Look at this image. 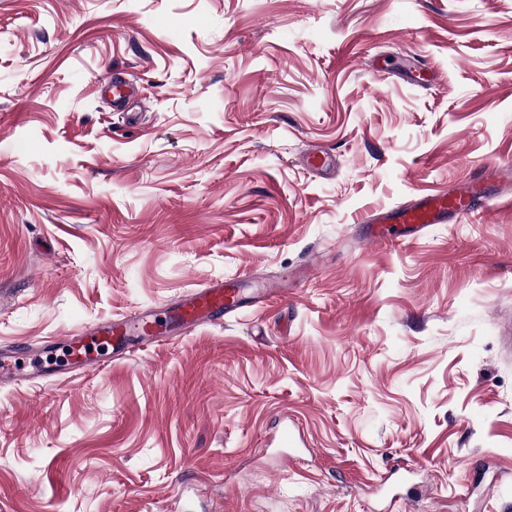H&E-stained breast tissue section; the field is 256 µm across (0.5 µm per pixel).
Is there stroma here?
I'll list each match as a JSON object with an SVG mask.
<instances>
[{
	"label": "stroma",
	"mask_w": 512,
	"mask_h": 512,
	"mask_svg": "<svg viewBox=\"0 0 512 512\" xmlns=\"http://www.w3.org/2000/svg\"><path fill=\"white\" fill-rule=\"evenodd\" d=\"M511 156L512 0H0V346L313 266L0 386V512H512V206L363 222ZM248 305L240 289L224 279L187 293L174 307L172 323L177 334L224 320V315Z\"/></svg>",
	"instance_id": "stroma-1"
}]
</instances>
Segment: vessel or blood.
<instances>
[{"label":"vessel or blood","mask_w":512,"mask_h":512,"mask_svg":"<svg viewBox=\"0 0 512 512\" xmlns=\"http://www.w3.org/2000/svg\"><path fill=\"white\" fill-rule=\"evenodd\" d=\"M508 168L489 165L480 174L466 181L458 191H436L398 209L381 210L368 216L372 236L378 240L394 241L401 231L416 233L428 224L460 222L475 214L485 197L488 183L503 184ZM247 301L233 282L216 280L187 293L173 310L171 323L153 315H134L85 327L55 340L62 349L66 364L79 370L104 369L126 358L133 340L155 342L168 330H186L223 320L224 316L246 307ZM104 350L105 358H97L96 350ZM49 375L39 353L0 349V385L42 380Z\"/></svg>","instance_id":"obj_1"}]
</instances>
